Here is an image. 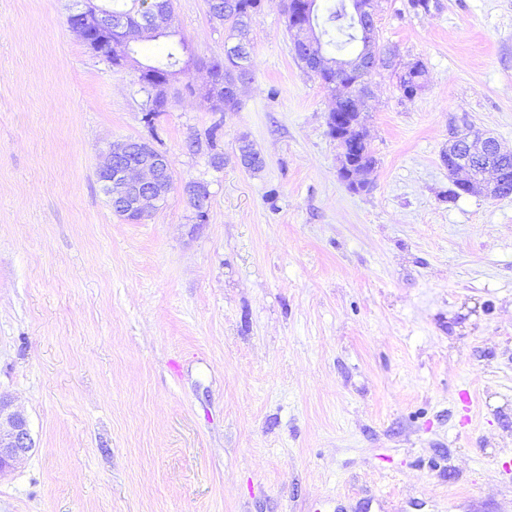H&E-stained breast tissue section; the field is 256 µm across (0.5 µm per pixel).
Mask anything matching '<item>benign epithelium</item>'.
Instances as JSON below:
<instances>
[{
    "mask_svg": "<svg viewBox=\"0 0 512 512\" xmlns=\"http://www.w3.org/2000/svg\"><path fill=\"white\" fill-rule=\"evenodd\" d=\"M380 8V0H359L354 16L362 35L372 36ZM68 17L72 18L68 27L94 52L98 44L89 40L88 34L91 32H99L100 41L107 44L109 51L112 46H125L136 37L135 29L129 22L107 14L102 0H76ZM305 45L307 57L303 64L318 69L324 67L326 59L316 37H310ZM214 85L224 86V79L223 75L210 69L208 81L200 90V100L210 105L212 111L219 112L224 109V102L209 93ZM369 95L370 83L366 81L361 84L360 92L350 96L349 104L353 105L354 111L329 113L336 120L345 122L342 135L336 138V145L339 150L340 177L352 190L367 187L363 176L374 167L365 131L358 124V117ZM489 140L491 137L479 133L456 132L448 141V150L443 154V159L448 164V174L476 179L482 182V192L498 199L502 189L512 179V170L508 166L512 153L499 148L494 155L488 153ZM98 174L115 208L131 207L147 217L168 196L167 156L147 140L137 141L135 147L130 140L111 143L101 153ZM2 420L6 421L7 428L0 427V473L33 448L26 419L19 413L7 412V403L0 399Z\"/></svg>",
    "mask_w": 512,
    "mask_h": 512,
    "instance_id": "7a95c632",
    "label": "benign epithelium"
}]
</instances>
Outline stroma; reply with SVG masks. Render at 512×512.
I'll use <instances>...</instances> for the list:
<instances>
[{"label": "stroma", "instance_id": "35a3bbf8", "mask_svg": "<svg viewBox=\"0 0 512 512\" xmlns=\"http://www.w3.org/2000/svg\"><path fill=\"white\" fill-rule=\"evenodd\" d=\"M70 6L0 0V398L34 441L0 512H512V197L449 200L443 162L465 124L512 151V0H383L377 37L425 84L371 77L358 192L279 0L224 112L183 87L227 29L174 0L197 62L150 126ZM215 124L218 168L187 147ZM126 139L173 177L138 223L96 178Z\"/></svg>", "mask_w": 512, "mask_h": 512}]
</instances>
